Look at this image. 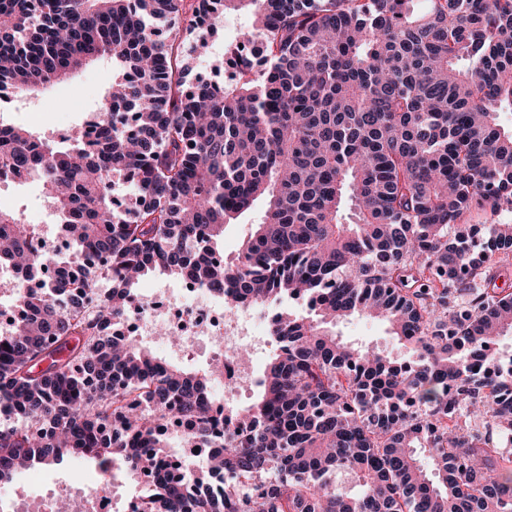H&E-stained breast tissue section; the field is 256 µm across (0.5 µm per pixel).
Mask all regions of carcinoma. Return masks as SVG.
Segmentation results:
<instances>
[{
    "instance_id": "carcinoma-1",
    "label": "carcinoma",
    "mask_w": 512,
    "mask_h": 512,
    "mask_svg": "<svg viewBox=\"0 0 512 512\" xmlns=\"http://www.w3.org/2000/svg\"><path fill=\"white\" fill-rule=\"evenodd\" d=\"M0 0V89L37 91L95 61L112 92L53 143L0 123V173L42 181L74 251L0 331V484L66 458L142 478L160 421L211 430L215 364L198 373L113 333L138 279H191L264 309L283 299L259 393L204 468L145 490L142 512H512V370L472 361L512 334V0ZM250 28L224 48L239 78L185 84L155 21ZM262 36V58L248 46ZM192 57L209 42L187 30ZM132 183L137 194L119 198ZM262 199L235 260L224 226ZM0 208V263L50 262ZM91 253L102 265L80 277ZM103 301L83 298L97 278ZM388 324L398 360L329 325Z\"/></svg>"
}]
</instances>
